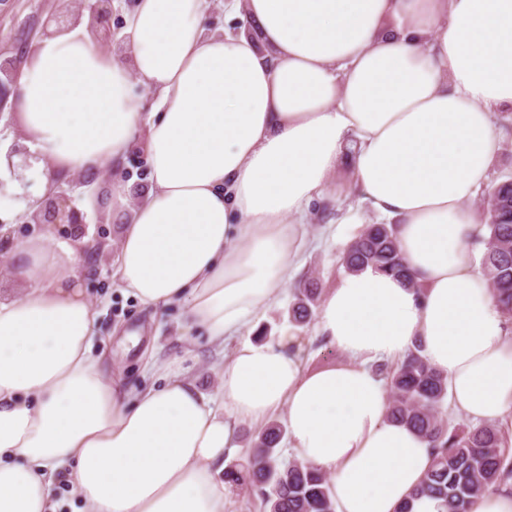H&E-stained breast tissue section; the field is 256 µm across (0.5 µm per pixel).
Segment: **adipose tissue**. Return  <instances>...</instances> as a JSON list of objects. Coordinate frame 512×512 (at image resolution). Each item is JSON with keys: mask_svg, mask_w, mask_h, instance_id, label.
I'll return each mask as SVG.
<instances>
[{"mask_svg": "<svg viewBox=\"0 0 512 512\" xmlns=\"http://www.w3.org/2000/svg\"><path fill=\"white\" fill-rule=\"evenodd\" d=\"M136 0L127 57L86 24L39 39L18 82L19 126L44 173L93 178L147 126L138 203L114 180L117 283L173 305L213 344L235 340L216 393L189 369L129 389L96 353L77 243L15 240L24 291L0 297V512H226L241 424L284 413L288 443L330 479L335 512H446L411 500L423 436L387 416L374 363L421 342L452 407L478 425L512 411V322L479 268L471 203L512 110V0ZM153 106L142 113V94ZM366 209L396 226L412 279L365 269L325 294L315 330L346 358L305 369L296 337L241 340L311 244L309 217L343 162Z\"/></svg>", "mask_w": 512, "mask_h": 512, "instance_id": "1", "label": "adipose tissue"}]
</instances>
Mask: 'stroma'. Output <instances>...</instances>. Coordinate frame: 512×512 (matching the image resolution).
I'll return each mask as SVG.
<instances>
[{
    "label": "stroma",
    "mask_w": 512,
    "mask_h": 512,
    "mask_svg": "<svg viewBox=\"0 0 512 512\" xmlns=\"http://www.w3.org/2000/svg\"><path fill=\"white\" fill-rule=\"evenodd\" d=\"M59 8L58 0H8L0 7V40L38 39L50 15ZM146 139V129H139L135 144L119 169L111 176L98 175L92 189H85L81 178L69 177L59 183L84 216L81 226L86 240L83 286L98 312L96 347L111 357L113 366L122 371L128 385L139 387L150 382L143 356L151 351L157 360L189 368L200 389L213 393L219 385V371L231 355L232 344L222 347L209 344L203 332L197 330L190 336L196 346L194 350H187L185 339L188 336L180 326V309L168 307L153 314L142 310L132 295L118 288L114 276V257L122 224L107 213L103 201L110 192L113 178L129 180L137 186L145 180L148 171ZM336 183L341 209L352 210L358 215V222L342 224L338 221V211L324 208L314 211L309 226L312 245L286 289L263 310L257 327L258 332L270 339L284 331L300 337L301 355L311 370L342 363L344 357L316 336L314 325L298 327L289 322L288 312L295 301L296 288L304 281L313 282L323 293L335 287L345 273L341 263L344 249L359 236L365 224L375 220L358 201L349 167L338 171ZM24 190L32 194L44 191V182L35 167L15 168L7 178L0 180V225L12 224L17 231H24L26 218L15 199L16 194ZM332 219L336 220L337 227L335 234L330 235L324 233L323 226ZM130 331L139 333L138 344L126 341L125 335Z\"/></svg>",
    "instance_id": "1"
}]
</instances>
